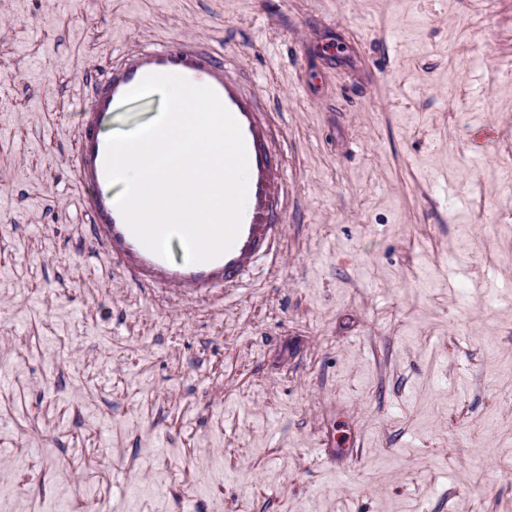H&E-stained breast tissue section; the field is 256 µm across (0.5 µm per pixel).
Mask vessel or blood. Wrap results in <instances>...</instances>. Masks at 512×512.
Masks as SVG:
<instances>
[{
  "label": "vessel or blood",
  "instance_id": "1",
  "mask_svg": "<svg viewBox=\"0 0 512 512\" xmlns=\"http://www.w3.org/2000/svg\"><path fill=\"white\" fill-rule=\"evenodd\" d=\"M150 74H175L192 84L211 87L239 123L246 145L249 177L236 241L223 254L196 263L182 258L168 260L144 246L115 202L105 168L107 140L92 131L81 138L77 156L79 179L89 188L82 207L96 227L99 242L109 252L122 256L138 281L183 295L240 281L281 231L268 208L277 161L266 147L267 131L258 123L252 99L227 76L224 64L204 49L186 42L140 52L109 74L95 90L93 123L111 119L114 105Z\"/></svg>",
  "mask_w": 512,
  "mask_h": 512
}]
</instances>
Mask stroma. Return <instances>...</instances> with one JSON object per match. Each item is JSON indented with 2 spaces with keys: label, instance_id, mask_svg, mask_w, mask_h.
I'll list each match as a JSON object with an SVG mask.
<instances>
[{
  "label": "stroma",
  "instance_id": "1",
  "mask_svg": "<svg viewBox=\"0 0 512 512\" xmlns=\"http://www.w3.org/2000/svg\"><path fill=\"white\" fill-rule=\"evenodd\" d=\"M179 42L256 98L286 218L192 299L95 241L75 167L102 71ZM488 152L512 162V0H0V512H512Z\"/></svg>",
  "mask_w": 512,
  "mask_h": 512
}]
</instances>
